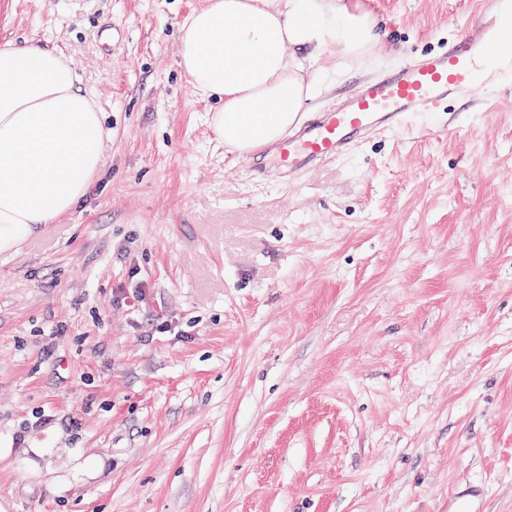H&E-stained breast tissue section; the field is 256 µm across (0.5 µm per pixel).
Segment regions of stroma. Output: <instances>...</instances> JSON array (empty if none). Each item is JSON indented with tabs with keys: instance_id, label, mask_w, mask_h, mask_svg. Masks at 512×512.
Instances as JSON below:
<instances>
[{
	"instance_id": "35a3bbf8",
	"label": "stroma",
	"mask_w": 512,
	"mask_h": 512,
	"mask_svg": "<svg viewBox=\"0 0 512 512\" xmlns=\"http://www.w3.org/2000/svg\"><path fill=\"white\" fill-rule=\"evenodd\" d=\"M330 105L475 0H362ZM205 0H0L110 136L89 196L0 253V512H512V91L250 181L179 65ZM125 31L104 47L98 25ZM478 490L473 486H457L448 495L449 512H475Z\"/></svg>"
}]
</instances>
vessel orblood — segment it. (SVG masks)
<instances>
[{
  "label": "vessel or blood",
  "instance_id": "b4317fda",
  "mask_svg": "<svg viewBox=\"0 0 512 512\" xmlns=\"http://www.w3.org/2000/svg\"><path fill=\"white\" fill-rule=\"evenodd\" d=\"M465 32L447 46L410 55L396 69L358 81L333 106L307 112L287 137L266 144L249 162L252 176L264 182L277 170L282 182L300 172L346 156L379 131L410 126L424 115L416 133L438 132L433 119L450 103L469 112L480 109L482 97L512 89V0H477ZM477 489L458 486L448 495L449 512H475Z\"/></svg>",
  "mask_w": 512,
  "mask_h": 512
}]
</instances>
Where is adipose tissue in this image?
I'll return each instance as SVG.
<instances>
[{
	"label": "adipose tissue",
	"mask_w": 512,
	"mask_h": 512,
	"mask_svg": "<svg viewBox=\"0 0 512 512\" xmlns=\"http://www.w3.org/2000/svg\"><path fill=\"white\" fill-rule=\"evenodd\" d=\"M375 29L355 0H207L182 26L178 54L196 89L221 101L214 130L248 153L280 139L318 92L312 53L367 55ZM104 133L102 112L61 55L0 46V252L87 197Z\"/></svg>",
	"instance_id": "adipose-tissue-1"
}]
</instances>
